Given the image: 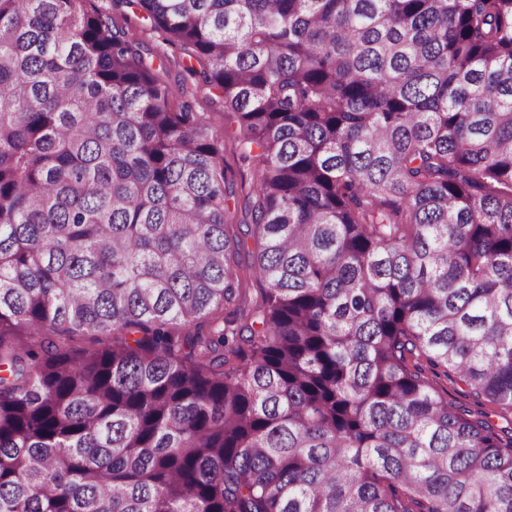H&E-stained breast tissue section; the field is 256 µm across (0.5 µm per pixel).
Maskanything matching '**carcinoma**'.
Instances as JSON below:
<instances>
[{
  "label": "carcinoma",
  "instance_id": "1",
  "mask_svg": "<svg viewBox=\"0 0 512 512\" xmlns=\"http://www.w3.org/2000/svg\"><path fill=\"white\" fill-rule=\"evenodd\" d=\"M87 2L0 0V512H512V0H135L258 168L246 357L223 148Z\"/></svg>",
  "mask_w": 512,
  "mask_h": 512
}]
</instances>
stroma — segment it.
<instances>
[{"mask_svg":"<svg viewBox=\"0 0 512 512\" xmlns=\"http://www.w3.org/2000/svg\"><path fill=\"white\" fill-rule=\"evenodd\" d=\"M88 7L108 15L115 28L134 34L139 39L145 61L174 90L176 101L190 102L210 134L222 143L224 169L235 190L234 198L228 204L226 222L229 233L235 234L239 241L237 260L240 267L249 269L258 252L251 218L257 168L253 162L242 161L240 157L237 148L238 123L234 114L225 108L218 91L192 72V63L184 51L164 42L157 32L151 30L136 6L128 4L127 0H89Z\"/></svg>","mask_w":512,"mask_h":512,"instance_id":"stroma-1","label":"stroma"}]
</instances>
